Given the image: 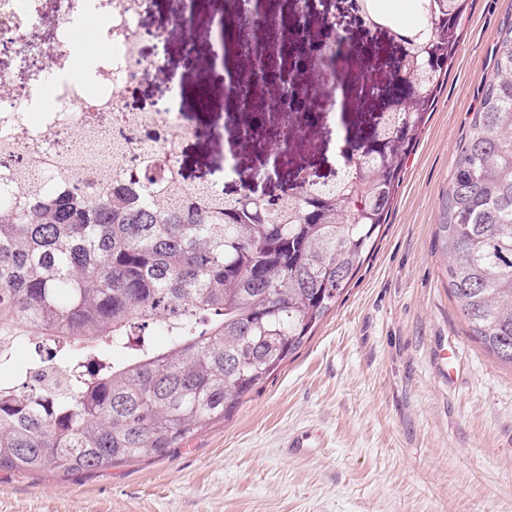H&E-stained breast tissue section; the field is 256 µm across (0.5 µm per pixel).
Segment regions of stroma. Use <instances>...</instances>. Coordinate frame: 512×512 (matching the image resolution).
Masks as SVG:
<instances>
[{
  "label": "stroma",
  "mask_w": 512,
  "mask_h": 512,
  "mask_svg": "<svg viewBox=\"0 0 512 512\" xmlns=\"http://www.w3.org/2000/svg\"><path fill=\"white\" fill-rule=\"evenodd\" d=\"M237 9L236 0H151L140 19L170 35L161 58L182 87L184 174L220 171L232 148L267 193L299 165L333 177V124L306 127L271 171L266 148L237 146L235 126L201 106L198 77L218 61L212 19ZM186 10L197 19L191 53L173 29ZM507 19L512 0H471L376 250L294 358L170 456L64 477L1 472L0 512H512V368L467 336L434 243ZM305 433L310 447H291Z\"/></svg>",
  "instance_id": "stroma-1"
}]
</instances>
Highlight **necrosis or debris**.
Returning a JSON list of instances; mask_svg holds the SVG:
<instances>
[{
	"label": "necrosis or debris",
	"mask_w": 512,
	"mask_h": 512,
	"mask_svg": "<svg viewBox=\"0 0 512 512\" xmlns=\"http://www.w3.org/2000/svg\"><path fill=\"white\" fill-rule=\"evenodd\" d=\"M63 12L48 15L38 0H0V56L13 59L14 71L24 73L15 82L0 70V155L17 156L20 169L42 174L77 159L90 158L111 166L123 176L136 168L145 147L176 159L189 134L176 101L161 112L132 111L128 89L152 80L157 63L141 49L140 16L150 0H65ZM305 14L287 22L255 13L241 20L219 18L217 40L225 50L271 34L310 44L316 32L305 25ZM272 69L256 55L248 81H233L225 88L248 111L241 138L251 143L268 140L285 156L297 136L285 127L265 128L263 110L287 111L291 97L308 103L305 123L318 120L311 110L316 96L306 86L282 89L277 99L261 102L250 84L264 83Z\"/></svg>",
	"instance_id": "4bbe7bcc"
}]
</instances>
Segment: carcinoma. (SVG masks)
Masks as SVG:
<instances>
[{
    "label": "carcinoma",
    "instance_id": "carcinoma-1",
    "mask_svg": "<svg viewBox=\"0 0 512 512\" xmlns=\"http://www.w3.org/2000/svg\"><path fill=\"white\" fill-rule=\"evenodd\" d=\"M419 2L416 27L389 28L409 73L392 120L330 184L190 198L149 149L136 190L90 166L0 180V472L165 457L301 350L370 256L457 53L469 0ZM435 237L467 335L512 367V21Z\"/></svg>",
    "mask_w": 512,
    "mask_h": 512
}]
</instances>
